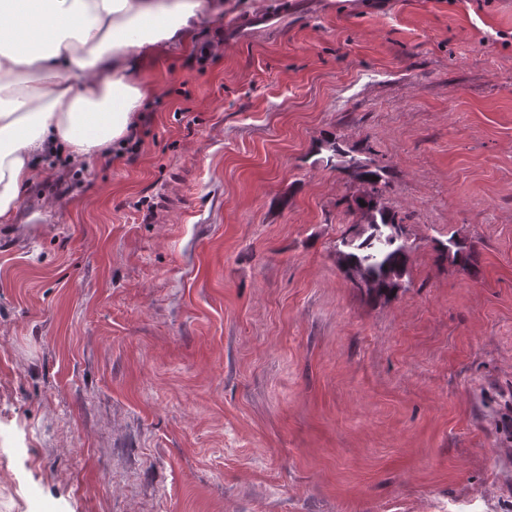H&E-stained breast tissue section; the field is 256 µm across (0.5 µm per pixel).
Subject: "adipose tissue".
Segmentation results:
<instances>
[{
	"mask_svg": "<svg viewBox=\"0 0 512 512\" xmlns=\"http://www.w3.org/2000/svg\"><path fill=\"white\" fill-rule=\"evenodd\" d=\"M228 0H0V224L48 147L83 164L129 134L147 62Z\"/></svg>",
	"mask_w": 512,
	"mask_h": 512,
	"instance_id": "obj_1",
	"label": "adipose tissue"
}]
</instances>
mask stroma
<instances>
[{
  "label": "stroma",
  "mask_w": 512,
  "mask_h": 512,
  "mask_svg": "<svg viewBox=\"0 0 512 512\" xmlns=\"http://www.w3.org/2000/svg\"><path fill=\"white\" fill-rule=\"evenodd\" d=\"M229 6L143 73L137 157L0 224V512H512V0ZM330 140L388 171L390 296ZM370 162L351 156L336 163L351 176L372 185V193L357 196L349 204L350 209L362 211L367 230L357 231L352 237H342L340 245L343 249H338V255L349 275L359 283L361 280L373 283L377 288H367L368 292L381 297L388 293L394 281L402 278L412 247L402 240V226L394 213L385 209L370 213L377 184H387L386 170L382 167L371 168ZM360 200L364 201L365 206H361Z\"/></svg>",
  "instance_id": "stroma-1"
}]
</instances>
